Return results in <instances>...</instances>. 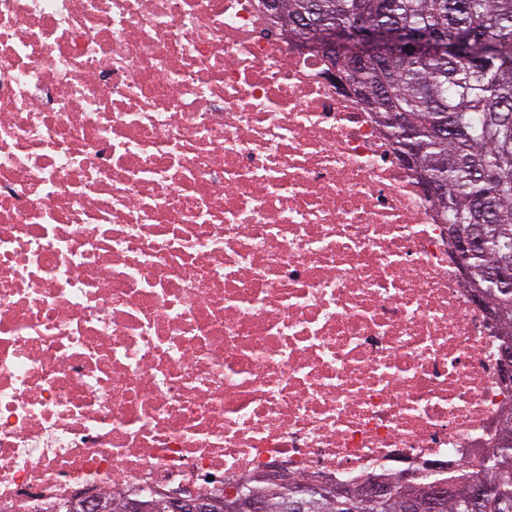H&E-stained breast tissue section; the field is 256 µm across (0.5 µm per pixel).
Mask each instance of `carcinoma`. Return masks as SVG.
Listing matches in <instances>:
<instances>
[{"label": "carcinoma", "mask_w": 512, "mask_h": 512, "mask_svg": "<svg viewBox=\"0 0 512 512\" xmlns=\"http://www.w3.org/2000/svg\"><path fill=\"white\" fill-rule=\"evenodd\" d=\"M284 32L314 40L329 27L360 21L387 40L360 53L352 65L333 66L354 87L362 109L373 114L397 152L407 137L420 153L412 170L445 193L428 197L441 223L480 245L456 253L471 293L485 294L484 310L512 352V287L491 279L512 262V0H266ZM407 37H429L416 52ZM389 493L368 487L344 491L287 477L237 491L264 501L265 512H428L433 487L445 491L436 512H512V412L501 419L485 474L426 485L389 479ZM486 486L481 500L472 496ZM105 512H125L131 499L105 495Z\"/></svg>", "instance_id": "1"}]
</instances>
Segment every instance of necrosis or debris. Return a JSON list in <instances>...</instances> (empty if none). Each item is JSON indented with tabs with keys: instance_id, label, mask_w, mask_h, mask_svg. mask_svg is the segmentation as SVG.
Segmentation results:
<instances>
[{
	"instance_id": "obj_1",
	"label": "necrosis or debris",
	"mask_w": 512,
	"mask_h": 512,
	"mask_svg": "<svg viewBox=\"0 0 512 512\" xmlns=\"http://www.w3.org/2000/svg\"><path fill=\"white\" fill-rule=\"evenodd\" d=\"M500 359L416 174L262 0H0V512L477 477Z\"/></svg>"
}]
</instances>
